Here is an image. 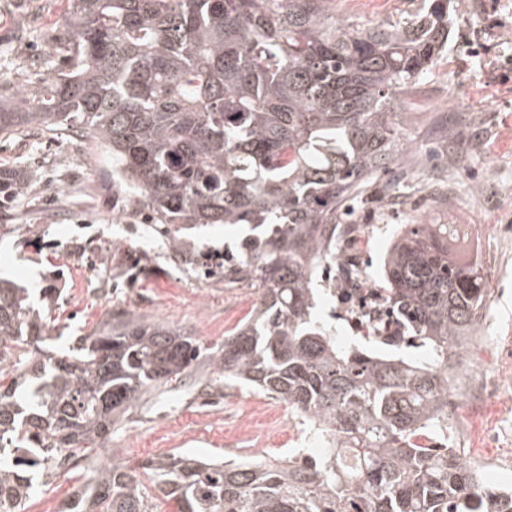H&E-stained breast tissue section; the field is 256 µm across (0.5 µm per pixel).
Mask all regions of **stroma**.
<instances>
[{"instance_id": "35a3bbf8", "label": "stroma", "mask_w": 512, "mask_h": 512, "mask_svg": "<svg viewBox=\"0 0 512 512\" xmlns=\"http://www.w3.org/2000/svg\"><path fill=\"white\" fill-rule=\"evenodd\" d=\"M420 0H336V17L364 26L415 13ZM68 18L67 0H0V77L20 87L51 75L42 66L46 37ZM448 45L404 98V147L396 178L376 175L384 203L359 210L358 241L368 253L367 284L382 287L383 260L412 217L468 224L486 248L478 260L488 283L486 318L474 331L470 359L489 376L478 403L450 419L455 448L478 455L486 476L512 483V0H461ZM0 167L31 171L23 194L0 200V277L60 292L47 321L53 350L72 346L119 315L190 330L207 346L223 344L259 301L247 283L226 285L201 255L236 263L250 229L244 224H187L173 258L166 229L148 210L112 195L104 147L89 139L21 127L0 138ZM201 359L175 390L144 396L113 430L120 462L136 465L171 453L260 460L267 449L296 447L297 415L247 388H207ZM86 463L48 477L29 502L62 512L80 490Z\"/></svg>"}]
</instances>
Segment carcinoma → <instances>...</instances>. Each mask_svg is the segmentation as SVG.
I'll use <instances>...</instances> for the list:
<instances>
[{
    "instance_id": "obj_1",
    "label": "carcinoma",
    "mask_w": 512,
    "mask_h": 512,
    "mask_svg": "<svg viewBox=\"0 0 512 512\" xmlns=\"http://www.w3.org/2000/svg\"><path fill=\"white\" fill-rule=\"evenodd\" d=\"M449 2L363 31L336 20L334 0H71L72 32L48 38L57 74L11 90L14 108L0 81V135L30 125L104 145L112 187L172 225L173 250L177 224L267 227L234 268L260 302L221 346L125 318L41 359L39 308L0 280V512H26L76 448L204 357L224 387L287 403L322 454L113 463L63 512H153L154 490L178 512H512V490L479 487L455 449L422 442L448 430L457 340L487 314L485 276L448 256V225L413 218L384 265L386 302L426 360L342 348L315 314L318 264L352 263L328 232L395 163L393 107L448 45ZM24 188L0 169V190Z\"/></svg>"
}]
</instances>
